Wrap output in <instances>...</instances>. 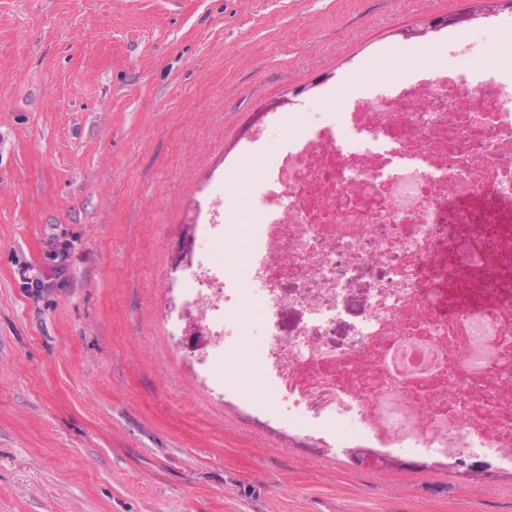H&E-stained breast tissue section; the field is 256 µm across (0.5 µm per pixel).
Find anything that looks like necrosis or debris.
Returning a JSON list of instances; mask_svg holds the SVG:
<instances>
[{"label":"necrosis or debris","mask_w":512,"mask_h":512,"mask_svg":"<svg viewBox=\"0 0 512 512\" xmlns=\"http://www.w3.org/2000/svg\"><path fill=\"white\" fill-rule=\"evenodd\" d=\"M251 253L227 269L215 195L185 267L209 371L239 344L242 286L265 314L260 365L297 434L376 455L512 470V67L393 79L305 124L249 190ZM381 274L347 346L331 327ZM305 316L292 336L284 310Z\"/></svg>","instance_id":"necrosis-or-debris-1"}]
</instances>
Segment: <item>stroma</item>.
Here are the masks:
<instances>
[{
    "label": "stroma",
    "instance_id": "stroma-1",
    "mask_svg": "<svg viewBox=\"0 0 512 512\" xmlns=\"http://www.w3.org/2000/svg\"><path fill=\"white\" fill-rule=\"evenodd\" d=\"M476 6L0 0V512H512V470L372 467L295 435L249 293L216 384L176 329L173 262L205 200L243 218L287 133L429 47L469 45L444 63L478 67L512 5ZM270 112L283 127L226 171Z\"/></svg>",
    "mask_w": 512,
    "mask_h": 512
}]
</instances>
